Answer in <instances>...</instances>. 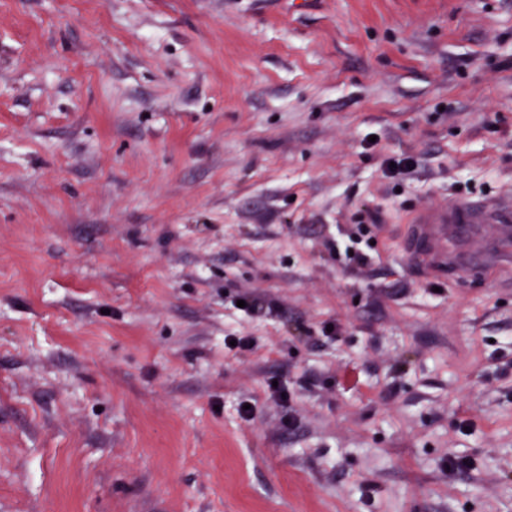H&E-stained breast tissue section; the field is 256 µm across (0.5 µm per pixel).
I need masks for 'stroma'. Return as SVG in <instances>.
<instances>
[{
  "label": "stroma",
  "instance_id": "1",
  "mask_svg": "<svg viewBox=\"0 0 512 512\" xmlns=\"http://www.w3.org/2000/svg\"><path fill=\"white\" fill-rule=\"evenodd\" d=\"M509 194L512 0H0V512H512ZM413 224H420L416 233L430 244V273L444 279L448 272V238L466 242L479 233L481 225L498 224L504 235L487 245L489 254L498 252L501 242L511 238L512 196L465 204L448 202L445 207L420 211Z\"/></svg>",
  "mask_w": 512,
  "mask_h": 512
}]
</instances>
